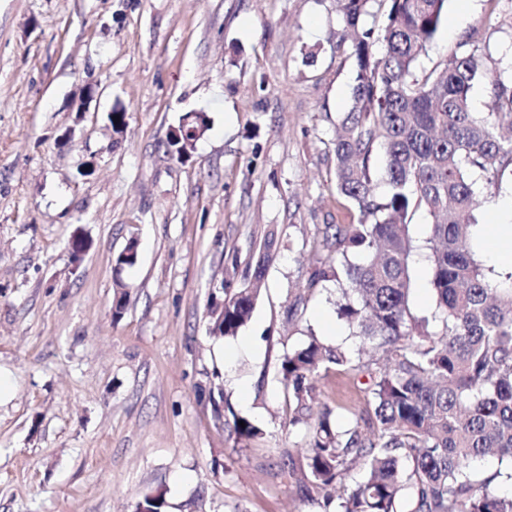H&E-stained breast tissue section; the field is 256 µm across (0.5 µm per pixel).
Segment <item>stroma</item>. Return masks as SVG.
<instances>
[{
	"label": "stroma",
	"instance_id": "1",
	"mask_svg": "<svg viewBox=\"0 0 512 512\" xmlns=\"http://www.w3.org/2000/svg\"><path fill=\"white\" fill-rule=\"evenodd\" d=\"M448 0L427 71L465 38L512 57L503 0ZM336 0H0V512H312L276 468L307 443L289 426L276 359L308 333L354 350L336 284L309 289L336 192L332 142L355 68ZM95 94L83 100L86 86ZM84 112H77V103ZM128 115L113 140L107 116ZM191 112L209 128L188 161L165 151ZM94 167L82 175V164ZM430 219L411 217L410 303L430 313ZM278 232L251 321L207 333L232 257ZM91 243L73 262L74 233ZM137 261L115 265L129 240ZM124 284L128 307L112 318ZM366 376L329 372L319 400L354 413ZM259 427L234 442L203 389Z\"/></svg>",
	"mask_w": 512,
	"mask_h": 512
}]
</instances>
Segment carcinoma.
I'll return each mask as SVG.
<instances>
[{
  "mask_svg": "<svg viewBox=\"0 0 512 512\" xmlns=\"http://www.w3.org/2000/svg\"><path fill=\"white\" fill-rule=\"evenodd\" d=\"M374 3L383 9L377 28L364 23ZM446 5L340 0L355 78L333 140L334 175L359 219L327 225L333 233L322 246L334 256L308 289L336 282L337 316L362 349L350 354L312 333L276 367L289 425L308 434L306 447L283 450L278 467L319 512H512V494L498 488L512 472L475 467L489 456L512 463V272L490 276L473 247L485 203L477 182L491 184L512 168V63L465 41L417 75ZM482 83L486 111L476 112L471 91ZM376 147L385 156L381 197L370 165ZM417 210L431 218L435 307L426 315L409 299L408 226ZM274 253L269 233L250 256V279L235 284V261L225 269L207 300L211 336L234 337L250 322ZM332 370L371 379L346 427L327 405L313 412L314 378ZM209 399L235 442L260 433L225 403L222 388L209 389ZM135 512H167L165 492L145 495Z\"/></svg>",
  "mask_w": 512,
  "mask_h": 512,
  "instance_id": "1",
  "label": "carcinoma"
}]
</instances>
